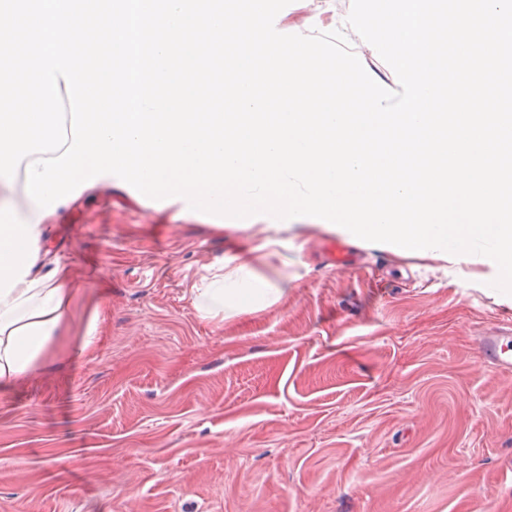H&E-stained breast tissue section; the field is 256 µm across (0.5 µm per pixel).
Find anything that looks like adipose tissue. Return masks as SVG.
I'll list each match as a JSON object with an SVG mask.
<instances>
[{"label":"adipose tissue","mask_w":512,"mask_h":512,"mask_svg":"<svg viewBox=\"0 0 512 512\" xmlns=\"http://www.w3.org/2000/svg\"><path fill=\"white\" fill-rule=\"evenodd\" d=\"M49 222L34 202L20 213L0 198L1 393L31 372L63 329L66 283L59 267L38 268L37 244ZM193 293L200 316L210 318L276 303L286 290L240 260L221 279L194 286Z\"/></svg>","instance_id":"obj_1"}]
</instances>
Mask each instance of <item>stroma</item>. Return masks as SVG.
Segmentation results:
<instances>
[{
    "instance_id": "obj_1",
    "label": "stroma",
    "mask_w": 512,
    "mask_h": 512,
    "mask_svg": "<svg viewBox=\"0 0 512 512\" xmlns=\"http://www.w3.org/2000/svg\"><path fill=\"white\" fill-rule=\"evenodd\" d=\"M352 0H292L284 34L349 31ZM100 187L49 227L82 290L42 363L0 394V512H512V295L456 264L307 224L222 228ZM275 245H268V238ZM240 256L279 302L201 318L191 288ZM92 350L81 351L89 322ZM501 337L495 334L481 336L480 344L492 368L510 369L512 367V356L506 355L507 351L500 344Z\"/></svg>"
}]
</instances>
